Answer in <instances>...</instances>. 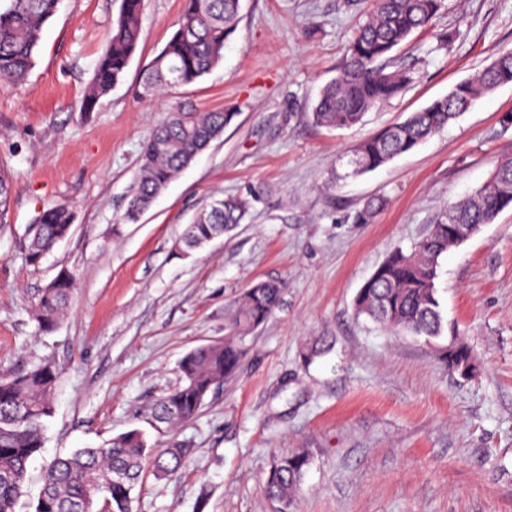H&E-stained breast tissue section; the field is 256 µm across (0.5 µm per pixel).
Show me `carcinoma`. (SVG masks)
Returning <instances> with one entry per match:
<instances>
[{
	"label": "carcinoma",
	"instance_id": "carcinoma-1",
	"mask_svg": "<svg viewBox=\"0 0 512 512\" xmlns=\"http://www.w3.org/2000/svg\"><path fill=\"white\" fill-rule=\"evenodd\" d=\"M60 0H0V80L21 83L36 63L42 33ZM143 0H121L82 111H96L122 81L141 36ZM443 0H375L372 12L350 40L337 76L320 91L311 109L321 127L345 128L399 96L412 81L402 67L389 69L395 47L430 27ZM241 0H184L176 28L163 48L143 68L137 96L153 101L196 83L224 59V44L235 30ZM512 83V50L499 53L476 77L456 84L445 96L393 126L360 141L345 155L336 179L374 171L410 152L459 118L479 98ZM237 113L229 111L169 113L145 140L139 176L128 196L122 222H137L173 177L218 139ZM512 207V153L504 155L490 179L464 200L444 210L410 249L395 248L365 281L354 299L356 316H364L397 334L422 338L437 347L450 372L479 370L471 348L450 338L441 344L444 316L436 288L439 258L462 240L448 232L450 224H490ZM10 179L0 171V227L7 223ZM250 201L239 196L216 198L188 225L183 244L199 248L245 221ZM72 206L46 205L23 233L27 263L38 267L70 233ZM75 274L68 268L42 289L33 316L43 332L52 331L68 308ZM282 285L260 281L239 298L224 341L200 346L181 361L182 384L152 408L159 430L191 421L205 397L239 371L246 350L243 338L262 325L279 305ZM332 348L328 336L318 337L301 353L305 365ZM56 373L49 364L25 372H0V512H133V491L145 465L158 476L182 468L187 448L170 440L148 449L136 429L95 447L76 448L57 458L44 472L34 510L22 501L30 460L44 448L47 419L53 414ZM310 464L298 449L281 457L265 483L266 495L290 506Z\"/></svg>",
	"mask_w": 512,
	"mask_h": 512
}]
</instances>
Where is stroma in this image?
Masks as SVG:
<instances>
[{
  "label": "stroma",
  "instance_id": "1",
  "mask_svg": "<svg viewBox=\"0 0 512 512\" xmlns=\"http://www.w3.org/2000/svg\"><path fill=\"white\" fill-rule=\"evenodd\" d=\"M121 0H61L25 81L0 85V170L12 179L0 230V368L51 363L57 373L45 445L25 493L75 448L139 429L182 382L190 350L223 340L254 282L284 285L280 306L245 338L235 377L176 431L178 472L145 471L133 512H512V209L440 259L448 322L477 357L464 380L423 340L356 316L353 299L395 247H410L450 205L512 153V84L485 95L446 130L362 176L332 182L359 141L403 121L512 49V0H445L431 28L394 53L412 82L345 129L315 125L310 105L343 62L370 0H243L223 62L152 102L135 90L182 0H145L143 39L121 84L95 112L83 95ZM448 36L440 48V36ZM229 110L236 120L134 224L121 216L142 143L175 108ZM253 198L244 224L186 253L188 224L213 199ZM386 207L367 223V203ZM70 201L74 223L40 267L19 244L43 205ZM77 273L51 333L32 306L60 269ZM319 336L332 350L300 357ZM307 449L290 507L268 499L275 460Z\"/></svg>",
  "mask_w": 512,
  "mask_h": 512
}]
</instances>
